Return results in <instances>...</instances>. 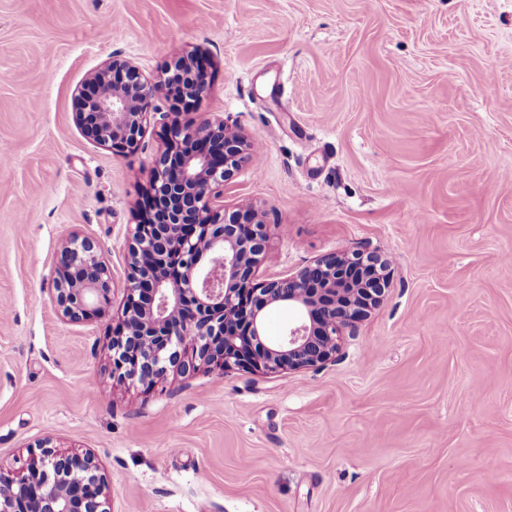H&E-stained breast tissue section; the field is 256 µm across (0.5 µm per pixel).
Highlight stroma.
I'll return each mask as SVG.
<instances>
[{
	"mask_svg": "<svg viewBox=\"0 0 512 512\" xmlns=\"http://www.w3.org/2000/svg\"><path fill=\"white\" fill-rule=\"evenodd\" d=\"M175 105L254 135L226 206L265 215L254 279L322 255L391 260L380 306L300 371L111 374L131 233L164 127L136 150L74 113L112 53ZM0 461L93 452L109 512H512V0H0ZM94 239L107 304L66 321L62 243Z\"/></svg>",
	"mask_w": 512,
	"mask_h": 512,
	"instance_id": "1",
	"label": "stroma"
}]
</instances>
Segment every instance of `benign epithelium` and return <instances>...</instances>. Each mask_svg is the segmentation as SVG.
Segmentation results:
<instances>
[{
    "instance_id": "1",
    "label": "benign epithelium",
    "mask_w": 512,
    "mask_h": 512,
    "mask_svg": "<svg viewBox=\"0 0 512 512\" xmlns=\"http://www.w3.org/2000/svg\"><path fill=\"white\" fill-rule=\"evenodd\" d=\"M177 58L164 73L186 81L193 98L207 91L204 63L185 70ZM95 92L76 102L83 135L125 153L142 138L144 117L167 79L150 81L113 54L90 77ZM255 138L222 120L169 126L166 147L149 171L150 194L129 247L123 320L112 336V376L150 383L170 372L190 376L202 365L276 373L330 360L345 331L390 288L388 257L377 251L325 254L286 277L251 280L267 246V225L250 207L224 209V187L256 165ZM55 302L80 322L105 303L111 275L98 243L74 235L54 269ZM287 305L295 323L266 337L262 311ZM27 472L0 462V512H109V485L90 452H62L45 440Z\"/></svg>"
}]
</instances>
